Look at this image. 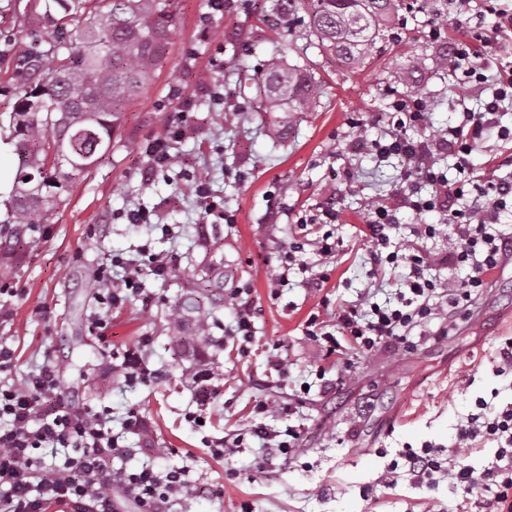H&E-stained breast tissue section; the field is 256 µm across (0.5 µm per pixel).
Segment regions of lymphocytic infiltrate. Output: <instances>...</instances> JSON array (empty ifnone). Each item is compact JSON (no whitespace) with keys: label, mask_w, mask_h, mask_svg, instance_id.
Listing matches in <instances>:
<instances>
[{"label":"lymphocytic infiltrate","mask_w":512,"mask_h":512,"mask_svg":"<svg viewBox=\"0 0 512 512\" xmlns=\"http://www.w3.org/2000/svg\"><path fill=\"white\" fill-rule=\"evenodd\" d=\"M429 36L447 41L449 63L466 73L464 96L484 98L480 111L463 110L460 122L447 132L416 140L407 130L427 126L428 101L416 94L401 97L392 102L398 115L394 129L370 140L369 148L382 161L403 156L416 159V166L404 171V181L429 182L433 191L425 198L407 196L400 204L418 214L445 212L448 224L442 232L452 260L470 273L465 279L445 282L427 277V261L417 247L408 246L401 253L389 250L391 209L377 207L374 220L360 230L371 246V269L378 272L385 265L402 262L408 272L392 300L341 305L330 323L309 315L306 333L329 357L406 346L411 331L427 318L454 324L480 297L488 277L505 261H512V233L501 227L502 215L512 207V181L478 182L469 176L470 157L482 132L498 126L504 103H512V68L504 69L490 54L482 21L459 29L454 36L447 27L434 25ZM490 81L495 84L491 91L486 88ZM438 155L454 158L456 177L436 168ZM116 267L123 271L117 281L112 278ZM172 270L171 256L151 253L146 246L135 257L110 256L97 273L99 311L91 319V329L105 331L104 313L143 297L145 277L164 278ZM230 298L235 317L224 334L244 353L253 340L256 308L245 288H233ZM151 343L150 337H141L124 353L118 370L125 383L149 386L156 382L158 372L146 359ZM12 364V350L0 345V512H46L54 504L70 506L72 512H123L129 503L135 512H175L180 496L193 486L189 467L159 470L145 464L116 470L110 465L112 459L128 453L127 434L147 432L144 420L129 418L121 431H114L110 408L97 410L63 398L53 366L33 374L21 390L1 379ZM283 412L291 418L288 425L270 429L260 423L252 434L262 448L290 459L301 446L304 425L294 420L292 406H285ZM479 437L500 442L498 464L479 472L428 445L406 454L407 473L414 482L429 485L448 479L465 499L484 501L487 512H512V407L491 417L471 415L461 425L458 439L467 442ZM61 448L66 451L64 458L47 460L48 452Z\"/></svg>","instance_id":"lymphocytic-infiltrate-1"}]
</instances>
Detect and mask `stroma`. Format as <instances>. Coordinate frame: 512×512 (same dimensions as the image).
Here are the masks:
<instances>
[{
    "mask_svg": "<svg viewBox=\"0 0 512 512\" xmlns=\"http://www.w3.org/2000/svg\"><path fill=\"white\" fill-rule=\"evenodd\" d=\"M480 0H427L423 10L392 12L388 30L364 62L353 64L320 51L306 36L305 13L292 26L271 22L277 0L210 14L209 0H178L180 22L153 82L123 114L112 147L88 172L74 177L43 235L20 240L13 256L0 259V343L15 356L11 381L24 387L44 365L60 372L64 392L79 402L112 409L113 425L131 416L149 425L148 438L132 435L130 456L117 468L151 464L165 469L188 465L196 480L178 512H475L448 481L419 484L401 476L393 487L380 477L422 446L451 448L459 425L478 413L479 401L499 410L512 404V371L499 373V352L512 339V265L488 280L482 297L449 335L411 349L350 354L351 372L338 376L322 348L307 336L309 315L333 320L340 304L377 289L384 301L406 266L386 267L381 281L369 279V245L359 234L376 203L397 205L407 193L404 159L378 163L368 140L393 126L395 97L420 93L429 100L427 127L412 138L441 132L460 118L461 107L480 111L473 96L458 105L463 75L443 59L442 42L428 31L435 12L449 24L468 21ZM58 36L41 17L39 0H0V115L12 111L14 87L22 78L18 59L35 45ZM279 56L314 76L320 93L302 112H266L253 81L268 59ZM189 100L190 122L173 141L170 168L144 177L146 150L167 135V116L178 97ZM512 130V111L500 119ZM488 129L472 154L474 176L512 180V137ZM209 182L214 195L236 216L213 224L187 189V177ZM333 204L329 228L302 234L298 220ZM142 206L177 238L127 224L123 214ZM398 207V205H397ZM390 249L410 241L417 224L442 225L443 212L415 214L398 207ZM332 232L336 248L324 256L317 240ZM304 245L303 259L327 274L323 290L308 287L291 271L286 288L272 292L271 274L289 243ZM176 260L164 279L146 278L153 301H129L107 319L103 335L88 325L96 304L90 285L110 255L143 244ZM249 285L258 308L254 341L240 353L223 328L234 310L225 289ZM203 300L222 346L206 344L193 326L174 328L170 315L180 295ZM152 337V368L162 379L129 386L112 371L114 356L140 337ZM282 359L283 372L273 370ZM212 373L211 399L199 405L185 382L198 365ZM327 369L317 380V366ZM265 402L269 413L253 408ZM297 407L305 441L286 461L271 454L259 460L251 435L257 423L284 427L280 404ZM202 410L205 426L187 422ZM241 436L233 456L213 457L204 437Z\"/></svg>",
    "mask_w": 512,
    "mask_h": 512,
    "instance_id": "stroma-1",
    "label": "stroma"
}]
</instances>
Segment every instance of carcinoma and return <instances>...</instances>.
I'll return each mask as SVG.
<instances>
[{
  "mask_svg": "<svg viewBox=\"0 0 512 512\" xmlns=\"http://www.w3.org/2000/svg\"><path fill=\"white\" fill-rule=\"evenodd\" d=\"M307 2L310 32L321 46L350 57L371 54L380 21L395 0H282L281 16L293 19ZM42 19L60 32L45 51L20 60L25 81L16 88L9 116L18 168L10 212L0 222V252L20 236L40 232L58 209L36 184L77 175L70 167L48 165L50 145L64 141L80 159L112 141L126 107L151 84L158 60L177 28L174 0H41ZM262 106L266 112H299L320 93L315 81L273 57L264 69ZM205 328L200 301L188 297L174 323Z\"/></svg>",
  "mask_w": 512,
  "mask_h": 512,
  "instance_id": "1",
  "label": "carcinoma"
}]
</instances>
